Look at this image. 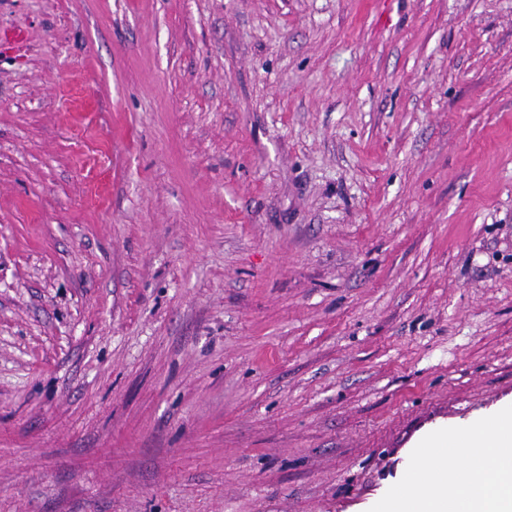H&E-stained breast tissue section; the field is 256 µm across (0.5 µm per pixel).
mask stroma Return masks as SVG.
<instances>
[{"mask_svg":"<svg viewBox=\"0 0 512 512\" xmlns=\"http://www.w3.org/2000/svg\"><path fill=\"white\" fill-rule=\"evenodd\" d=\"M0 512H369L512 399V0H0Z\"/></svg>","mask_w":512,"mask_h":512,"instance_id":"35a3bbf8","label":"stroma"}]
</instances>
